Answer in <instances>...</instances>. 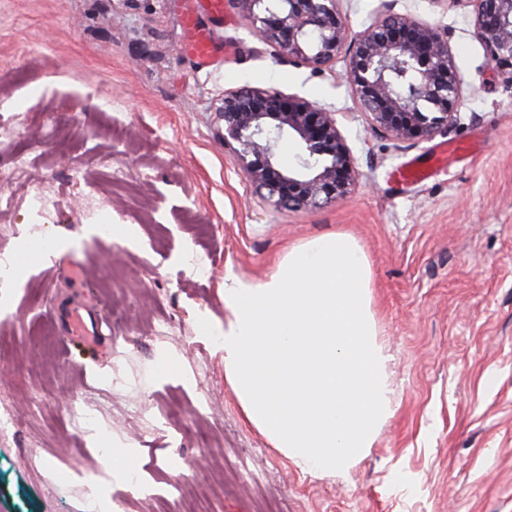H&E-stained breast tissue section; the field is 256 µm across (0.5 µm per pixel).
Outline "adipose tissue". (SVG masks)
Wrapping results in <instances>:
<instances>
[{
    "label": "adipose tissue",
    "instance_id": "1",
    "mask_svg": "<svg viewBox=\"0 0 512 512\" xmlns=\"http://www.w3.org/2000/svg\"><path fill=\"white\" fill-rule=\"evenodd\" d=\"M224 376L247 420L300 470H348L394 413L371 276L356 240L289 246L259 281L224 279Z\"/></svg>",
    "mask_w": 512,
    "mask_h": 512
}]
</instances>
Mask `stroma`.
I'll use <instances>...</instances> for the list:
<instances>
[{"instance_id":"35a3bbf8","label":"stroma","mask_w":512,"mask_h":512,"mask_svg":"<svg viewBox=\"0 0 512 512\" xmlns=\"http://www.w3.org/2000/svg\"><path fill=\"white\" fill-rule=\"evenodd\" d=\"M394 9L447 29L461 85L456 124L415 143L371 130L345 55L288 62L229 2L217 20L198 0H0V262L18 271L0 287V512H512V85L467 8ZM193 14L218 63L187 53ZM242 85L335 110L359 172L347 198H262L219 142L217 99ZM470 142L426 180L394 176ZM333 231L368 260L396 403L374 448L329 475L248 423L220 336L225 276L266 278L288 245ZM56 239L72 250L22 263ZM75 309L98 318L97 343L69 336Z\"/></svg>"}]
</instances>
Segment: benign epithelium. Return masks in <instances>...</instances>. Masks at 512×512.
<instances>
[{
  "mask_svg": "<svg viewBox=\"0 0 512 512\" xmlns=\"http://www.w3.org/2000/svg\"><path fill=\"white\" fill-rule=\"evenodd\" d=\"M278 55L322 71L340 52L346 81L372 129L396 141L424 140L458 117L461 89L448 32L397 13L393 5L349 35L336 0H233ZM473 34L512 84V0H464ZM224 147L242 160L247 177L280 207L305 209L345 199L359 172L336 114L275 89L224 90L217 107ZM298 150L299 164L278 162L282 142Z\"/></svg>",
  "mask_w": 512,
  "mask_h": 512,
  "instance_id": "1",
  "label": "benign epithelium"
}]
</instances>
